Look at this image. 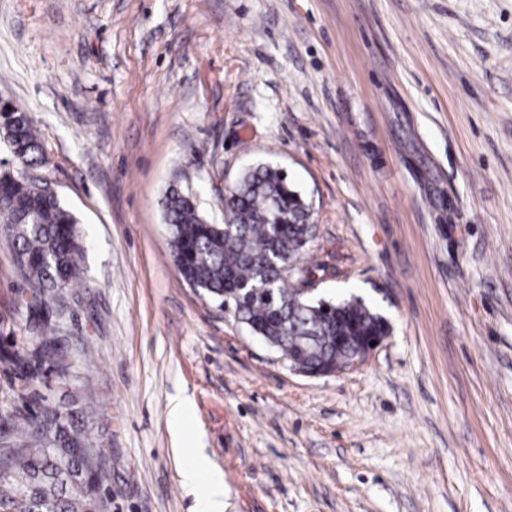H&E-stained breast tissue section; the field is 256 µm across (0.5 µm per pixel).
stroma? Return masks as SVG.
Wrapping results in <instances>:
<instances>
[{
    "mask_svg": "<svg viewBox=\"0 0 512 512\" xmlns=\"http://www.w3.org/2000/svg\"><path fill=\"white\" fill-rule=\"evenodd\" d=\"M0 99L86 240L47 307L73 376L0 367V414L84 385L105 512H198L197 452L223 512H512V0H0ZM259 162L322 294L389 318L362 364L291 372L179 277L169 186L220 224ZM28 296L0 232V353Z\"/></svg>",
    "mask_w": 512,
    "mask_h": 512,
    "instance_id": "1",
    "label": "stroma"
}]
</instances>
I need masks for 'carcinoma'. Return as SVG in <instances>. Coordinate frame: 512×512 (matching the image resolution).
I'll use <instances>...</instances> for the list:
<instances>
[{
	"label": "carcinoma",
	"mask_w": 512,
	"mask_h": 512,
	"mask_svg": "<svg viewBox=\"0 0 512 512\" xmlns=\"http://www.w3.org/2000/svg\"><path fill=\"white\" fill-rule=\"evenodd\" d=\"M0 139L21 161L35 165L43 145L28 119L0 124ZM224 223L211 222L188 190L172 185L163 211L171 256L182 280L228 307L232 317L276 345L286 360L311 370L346 366L373 336L391 325L358 295L308 301L288 260L309 275L325 271L304 262L313 237L312 206L280 168L246 169L224 194ZM0 223L31 289L33 349L0 356L31 378L45 364L59 374L68 364L41 314L46 300L61 302L82 275L84 241L75 216L60 200L19 175L0 174ZM101 448L90 436L78 399H42L0 436V512H102Z\"/></svg>",
	"instance_id": "carcinoma-1"
}]
</instances>
